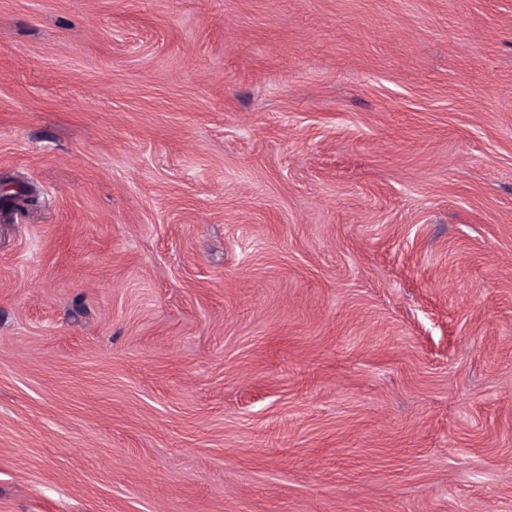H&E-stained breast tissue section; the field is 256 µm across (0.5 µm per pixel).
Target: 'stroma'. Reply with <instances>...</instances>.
<instances>
[{
  "label": "stroma",
  "mask_w": 512,
  "mask_h": 512,
  "mask_svg": "<svg viewBox=\"0 0 512 512\" xmlns=\"http://www.w3.org/2000/svg\"><path fill=\"white\" fill-rule=\"evenodd\" d=\"M0 512H512V0H0Z\"/></svg>",
  "instance_id": "stroma-1"
}]
</instances>
